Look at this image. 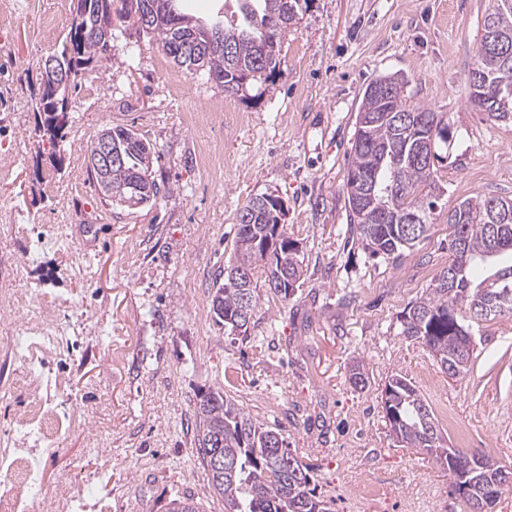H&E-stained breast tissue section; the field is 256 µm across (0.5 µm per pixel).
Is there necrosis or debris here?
<instances>
[{"instance_id":"obj_1","label":"necrosis or debris","mask_w":512,"mask_h":512,"mask_svg":"<svg viewBox=\"0 0 512 512\" xmlns=\"http://www.w3.org/2000/svg\"><path fill=\"white\" fill-rule=\"evenodd\" d=\"M53 301L52 296L37 299L18 296L17 302L29 311L28 318L17 327L0 329L16 355L21 366L20 373L31 397V410L17 415L11 428L28 442L27 447H11L7 438H0V471L9 475L10 481L0 490V512H73L74 499L63 494L54 500H45L41 461L42 456L52 454L61 444V433L52 427L48 417L52 412L63 383L45 371L47 355H65L68 351V336L72 329L58 321L45 317L44 308Z\"/></svg>"}]
</instances>
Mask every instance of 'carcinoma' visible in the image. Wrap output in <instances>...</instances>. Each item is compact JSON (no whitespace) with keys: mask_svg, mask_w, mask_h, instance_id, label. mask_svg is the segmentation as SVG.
<instances>
[{"mask_svg":"<svg viewBox=\"0 0 512 512\" xmlns=\"http://www.w3.org/2000/svg\"><path fill=\"white\" fill-rule=\"evenodd\" d=\"M238 18L224 24L220 18H201L184 10L183 0H72L71 24L60 58L73 75L104 60L112 59V48L101 42L96 29L112 25L114 19L140 22L139 9L148 11L152 25L139 26L154 35L161 51L180 67L195 69L190 56L178 53L188 38L203 28L223 29V38L204 49L202 75L238 93L250 81L269 79L280 65L281 37L278 26L283 0H236ZM496 31L512 39V0H492L484 15ZM476 64L493 81L506 70L512 74V59L495 54H476ZM365 88L358 108L345 190L352 239L372 259L399 260L427 236L437 201L436 168L412 158L414 146L431 145L436 157L448 144V121L438 112L407 103L404 83L373 90ZM57 95L40 82L36 110L44 136L52 145L64 140L66 126L55 108ZM471 104L495 121L512 123V95H500L499 86L488 85L486 98L468 96ZM368 124H363V121ZM127 143L125 164L112 167L109 181L118 198L111 205L132 209L156 201L163 192L152 170L141 165L140 156L155 153L141 134L123 126L105 127ZM375 179L374 193L356 199L351 187L363 176ZM492 197H474L448 211V252L451 260L435 279L426 297L413 303L400 317L401 334L424 345L440 369L455 377L468 372L473 356L467 314L472 305L496 306L491 318L512 314V265L473 285L474 268L487 258L512 255V216L498 221V235L491 237ZM283 211L267 207L265 196L250 198L236 214V236L230 263L239 264L244 287L218 285L212 300L222 312L210 309L212 317L231 335L249 336L259 307L258 282L286 302L295 293L288 287L293 278L302 285L304 256L291 248L285 231H277ZM386 425L397 441L422 448L436 463L456 474L452 484L468 508L477 512L478 496L492 483L497 495L509 482L501 479L512 468L492 457L447 446L435 413L411 381L395 374L382 390ZM198 452L207 463L206 450L218 447L224 454V473L210 475L211 485L224 501V512H331L330 502L317 492L307 466L293 457L295 470L283 465L292 453L285 437L255 421L229 396L220 392L201 395L197 407Z\"/></svg>","mask_w":512,"mask_h":512,"instance_id":"cac0c4a2","label":"carcinoma"}]
</instances>
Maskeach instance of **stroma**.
Wrapping results in <instances>:
<instances>
[{
	"instance_id": "stroma-1",
	"label": "stroma",
	"mask_w": 512,
	"mask_h": 512,
	"mask_svg": "<svg viewBox=\"0 0 512 512\" xmlns=\"http://www.w3.org/2000/svg\"><path fill=\"white\" fill-rule=\"evenodd\" d=\"M31 0H12L0 27V292L66 298L55 317L75 324L68 357L46 358L81 417L45 460L51 495L98 478L81 512H166L192 497L224 512L198 454L202 393L234 398L280 429L333 512H465L446 468L393 438L381 393L399 374L432 406L451 447L512 465V316L471 326L469 371L452 378L400 333L399 317L448 264V212L476 196L512 197V125L468 100L466 77L490 0H301L269 81L235 95L179 68L134 21L115 24L116 55L71 84L59 151L42 141L34 99L42 61L66 37L42 33ZM405 78L410 104L441 113L450 135L437 163V209L428 236L397 262L353 242L344 189L366 86ZM153 144L156 202H104L90 172L88 138L105 126ZM261 194L285 206L288 236L307 271L289 301L261 289L250 336L210 313L215 282L233 250L235 215ZM52 245L41 249V235ZM368 378L350 381L353 369ZM0 434L24 402L19 368L0 341ZM111 469L96 472L102 456ZM375 495L366 500L364 487Z\"/></svg>"
}]
</instances>
